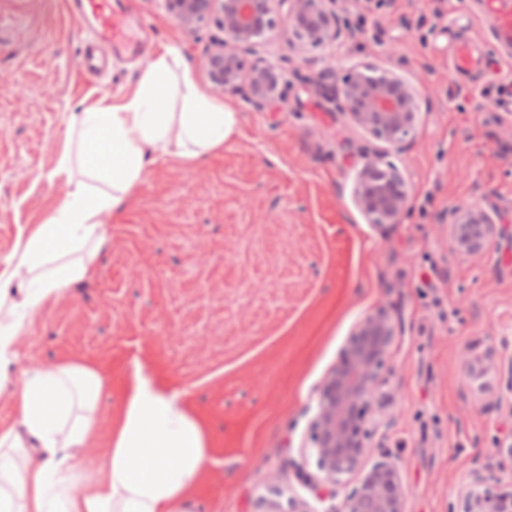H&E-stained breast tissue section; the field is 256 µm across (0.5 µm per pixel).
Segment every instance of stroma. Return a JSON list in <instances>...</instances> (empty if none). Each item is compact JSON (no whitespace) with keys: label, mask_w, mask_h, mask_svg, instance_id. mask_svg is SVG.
Here are the masks:
<instances>
[{"label":"stroma","mask_w":512,"mask_h":512,"mask_svg":"<svg viewBox=\"0 0 512 512\" xmlns=\"http://www.w3.org/2000/svg\"><path fill=\"white\" fill-rule=\"evenodd\" d=\"M158 47H176L197 84L221 38L216 16L187 32L164 0H129ZM355 37L298 58L280 24L257 55L282 67L286 103L257 109L225 95L237 130L188 164L149 166L104 219L96 267L17 339L20 369L77 362L106 379L98 428L71 469L74 490L99 479L112 426L141 369L183 394L210 432L211 460L192 512H324L303 483L318 476L312 422L351 334L385 310L393 336L383 396L366 420V464L397 457L405 512H461L472 469L495 466L512 432V97L475 72L451 74L453 41L494 51L481 0H359L341 16ZM82 22L64 0H0V258L63 197L53 177L72 114L132 92L145 61L113 59L83 75ZM370 64L423 78L420 122L402 146L378 140L312 92L330 67ZM378 154L409 188L399 223L372 224L357 173ZM496 207L506 226L477 254L448 244V215ZM494 351L478 379L462 357Z\"/></svg>","instance_id":"35a3bbf8"}]
</instances>
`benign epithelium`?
<instances>
[{"label":"benign epithelium","instance_id":"benign-epithelium-1","mask_svg":"<svg viewBox=\"0 0 512 512\" xmlns=\"http://www.w3.org/2000/svg\"><path fill=\"white\" fill-rule=\"evenodd\" d=\"M188 32L207 16L218 15L224 37L200 59V67L214 87L224 93L246 88L248 98L261 108L284 101V70L265 60L244 68L242 55L257 51L277 27L281 10L288 20V48L303 55L308 48L332 45L345 38L340 14L353 0H164ZM327 76L339 85L321 82L313 91L335 98L343 113L376 138L392 145L412 135L420 118L421 90L390 68L357 65ZM355 201L372 223L396 224L409 203L408 186L397 167L377 157L366 160L357 175ZM495 206L451 213L448 238L454 251L470 255L482 250L498 233ZM389 317L382 311L367 315L351 335L336 370L325 381L320 408L313 421L317 466L325 481L361 471L357 484L345 494L341 507L330 512H404V489L399 467L386 449L368 469L366 416L377 401L382 383L381 357L392 336ZM469 376L476 378L495 367V354L467 360ZM500 469H512V435L498 442ZM462 512H512V483L502 484L493 469H474L459 489Z\"/></svg>","mask_w":512,"mask_h":512}]
</instances>
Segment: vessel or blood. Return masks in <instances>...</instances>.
I'll list each match as a JSON object with an SVG mask.
<instances>
[{"instance_id":"1","label":"vessel or blood","mask_w":512,"mask_h":512,"mask_svg":"<svg viewBox=\"0 0 512 512\" xmlns=\"http://www.w3.org/2000/svg\"><path fill=\"white\" fill-rule=\"evenodd\" d=\"M69 13L82 21H89L78 60L79 67L97 71L103 49L125 50L131 54L141 51V44L135 40L133 28H146L145 20H132L120 7L117 0H66ZM484 12L493 20L492 38L507 47L512 46V8H506L501 0H483ZM454 73L460 74L478 69L487 73L495 69L494 58L475 53L472 46L463 40L456 41L450 49Z\"/></svg>"}]
</instances>
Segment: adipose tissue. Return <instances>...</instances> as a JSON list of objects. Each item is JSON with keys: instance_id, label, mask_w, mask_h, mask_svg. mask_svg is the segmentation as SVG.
Here are the masks:
<instances>
[{"instance_id": "adipose-tissue-1", "label": "adipose tissue", "mask_w": 512, "mask_h": 512, "mask_svg": "<svg viewBox=\"0 0 512 512\" xmlns=\"http://www.w3.org/2000/svg\"><path fill=\"white\" fill-rule=\"evenodd\" d=\"M173 48L152 60L135 90L101 100L75 116L56 174L80 167L44 224L19 238L0 259V304L19 274L24 293L0 323V393H9L18 425L0 430V512H190L192 492L210 459L208 437L178 392L136 375L112 435L105 475L82 491L67 489V474L96 428L105 380L94 368L65 364L19 370L17 336L73 284L93 270L105 235L103 218L118 209L149 163L195 162L223 147L237 129L235 111L183 72L174 89ZM181 109L167 111L173 95Z\"/></svg>"}]
</instances>
